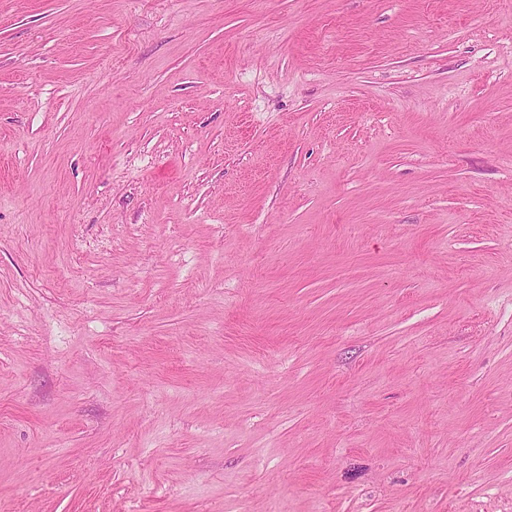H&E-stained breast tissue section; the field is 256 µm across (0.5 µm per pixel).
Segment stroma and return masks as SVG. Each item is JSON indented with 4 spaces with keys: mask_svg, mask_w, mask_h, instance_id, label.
<instances>
[{
    "mask_svg": "<svg viewBox=\"0 0 512 512\" xmlns=\"http://www.w3.org/2000/svg\"><path fill=\"white\" fill-rule=\"evenodd\" d=\"M0 512H512V0H0Z\"/></svg>",
    "mask_w": 512,
    "mask_h": 512,
    "instance_id": "obj_1",
    "label": "stroma"
}]
</instances>
